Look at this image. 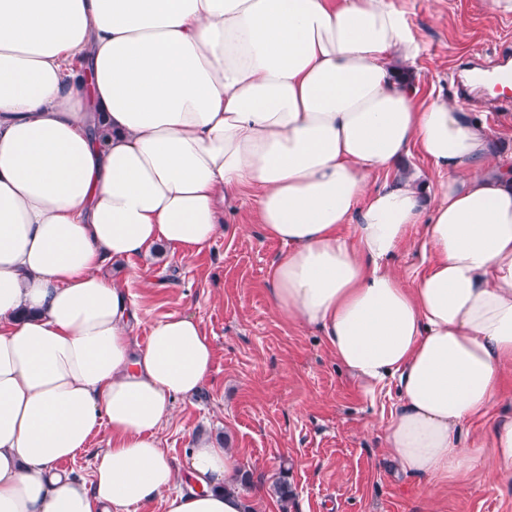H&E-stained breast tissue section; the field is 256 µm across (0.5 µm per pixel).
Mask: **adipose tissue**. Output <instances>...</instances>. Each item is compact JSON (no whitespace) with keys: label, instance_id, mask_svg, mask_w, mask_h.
I'll return each mask as SVG.
<instances>
[{"label":"adipose tissue","instance_id":"adipose-tissue-1","mask_svg":"<svg viewBox=\"0 0 512 512\" xmlns=\"http://www.w3.org/2000/svg\"><path fill=\"white\" fill-rule=\"evenodd\" d=\"M421 52L395 0H0V512H255L227 448L182 467L157 437L211 339L170 315L139 345L102 273L209 247L242 189L284 246L273 310L366 391L396 383L402 472L512 481V417L463 437L512 370V164L478 114L419 103ZM414 148L430 203L418 171L372 185ZM414 228L434 258L407 286L390 260ZM103 428L90 479L57 471ZM400 167L404 169H420L427 176V180H429L430 194H434L436 187L441 179L440 174L437 172L434 165L415 148L412 149L411 156H409L400 164Z\"/></svg>","mask_w":512,"mask_h":512}]
</instances>
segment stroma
Wrapping results in <instances>:
<instances>
[{"label": "stroma", "instance_id": "35a3bbf8", "mask_svg": "<svg viewBox=\"0 0 512 512\" xmlns=\"http://www.w3.org/2000/svg\"><path fill=\"white\" fill-rule=\"evenodd\" d=\"M423 51L412 77L421 101L457 100L454 73L474 56L512 55V14L491 0H396ZM284 249L259 222L251 191L224 203V232L188 255L166 253L154 287L142 284L151 257L116 264L115 280L151 323L193 316L214 343L211 375L189 401L174 404L158 437L179 464L205 436L243 464L238 488L266 491L263 512H512V483L470 476L445 483L400 474L382 428L399 403L396 386L366 394L315 329L278 315L268 299V269ZM293 490L281 505L275 483Z\"/></svg>", "mask_w": 512, "mask_h": 512}]
</instances>
